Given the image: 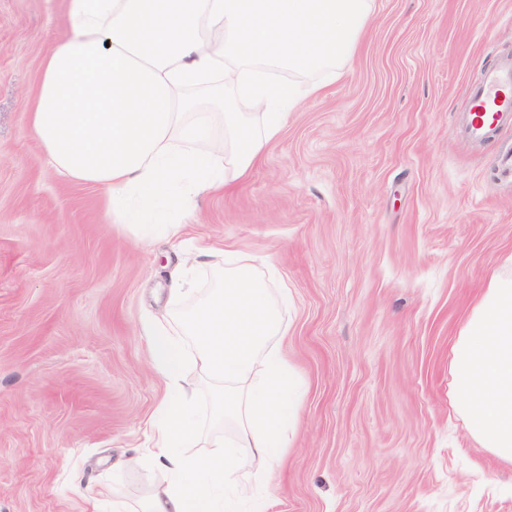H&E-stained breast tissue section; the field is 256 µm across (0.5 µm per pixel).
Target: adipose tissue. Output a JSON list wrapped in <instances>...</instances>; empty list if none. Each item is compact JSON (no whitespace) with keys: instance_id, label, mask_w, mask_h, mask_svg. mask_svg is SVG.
Returning <instances> with one entry per match:
<instances>
[{"instance_id":"adipose-tissue-1","label":"adipose tissue","mask_w":512,"mask_h":512,"mask_svg":"<svg viewBox=\"0 0 512 512\" xmlns=\"http://www.w3.org/2000/svg\"><path fill=\"white\" fill-rule=\"evenodd\" d=\"M371 10L372 0H67L68 34L41 61L29 127L59 174L104 191L115 223L178 237L171 212L249 172L284 115L322 90L312 74L352 57ZM276 69L302 80L274 78ZM224 88L231 96L220 113L190 97ZM237 97L251 111H236ZM215 275L183 335L196 343L189 361L213 385L214 420L239 435L203 458L183 453L199 429L182 335L169 317L145 319L169 394L152 447L132 459L164 475L144 512H234L240 498L270 512L266 478L288 451L301 389L282 345L290 292L231 248ZM448 375V403L470 439L512 465L511 272L489 279L460 326Z\"/></svg>"}]
</instances>
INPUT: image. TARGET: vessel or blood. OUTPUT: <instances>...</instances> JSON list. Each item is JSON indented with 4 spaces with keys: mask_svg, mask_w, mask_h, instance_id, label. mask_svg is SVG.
Segmentation results:
<instances>
[{
    "mask_svg": "<svg viewBox=\"0 0 512 512\" xmlns=\"http://www.w3.org/2000/svg\"><path fill=\"white\" fill-rule=\"evenodd\" d=\"M466 118L469 134L480 141L512 125V61L486 71L479 84L470 88Z\"/></svg>",
    "mask_w": 512,
    "mask_h": 512,
    "instance_id": "obj_1",
    "label": "vessel or blood"
}]
</instances>
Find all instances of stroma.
<instances>
[{"label": "stroma", "mask_w": 512, "mask_h": 512, "mask_svg": "<svg viewBox=\"0 0 512 512\" xmlns=\"http://www.w3.org/2000/svg\"><path fill=\"white\" fill-rule=\"evenodd\" d=\"M67 34L65 0H0V512H142L167 384L144 318L198 245L272 259L284 349L308 385L273 512H512V466L448 404L460 323L512 256V127L481 146L466 92L512 60V0H373L336 67L237 186L198 197L180 239L139 240L102 192L46 162L25 104Z\"/></svg>", "instance_id": "stroma-1"}]
</instances>
